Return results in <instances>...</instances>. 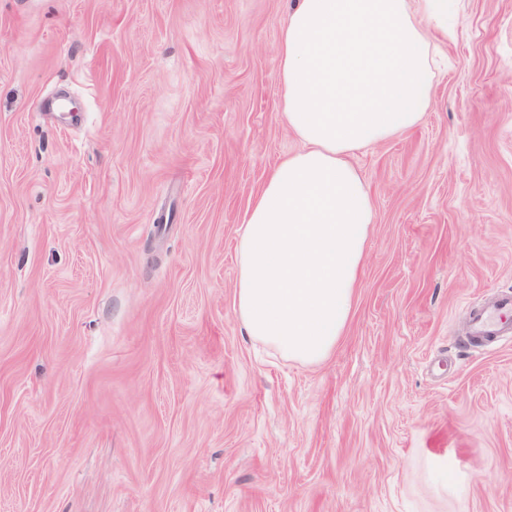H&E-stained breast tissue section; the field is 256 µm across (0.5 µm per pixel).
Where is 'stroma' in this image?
<instances>
[{
	"instance_id": "1",
	"label": "stroma",
	"mask_w": 512,
	"mask_h": 512,
	"mask_svg": "<svg viewBox=\"0 0 512 512\" xmlns=\"http://www.w3.org/2000/svg\"><path fill=\"white\" fill-rule=\"evenodd\" d=\"M291 0H0V512H512V0H457L419 125L351 159L352 314L303 365L234 312L300 149ZM512 315V293H502L490 307H479L471 311L469 340L477 347L493 348L510 339L512 331L505 321ZM471 336V337H470Z\"/></svg>"
}]
</instances>
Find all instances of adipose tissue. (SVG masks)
Segmentation results:
<instances>
[{
  "label": "adipose tissue",
  "instance_id": "adipose-tissue-1",
  "mask_svg": "<svg viewBox=\"0 0 512 512\" xmlns=\"http://www.w3.org/2000/svg\"><path fill=\"white\" fill-rule=\"evenodd\" d=\"M453 0H296L279 35L281 115L302 150L267 177L238 237L235 313L307 365L348 324L374 212L352 156L418 125Z\"/></svg>",
  "mask_w": 512,
  "mask_h": 512
}]
</instances>
